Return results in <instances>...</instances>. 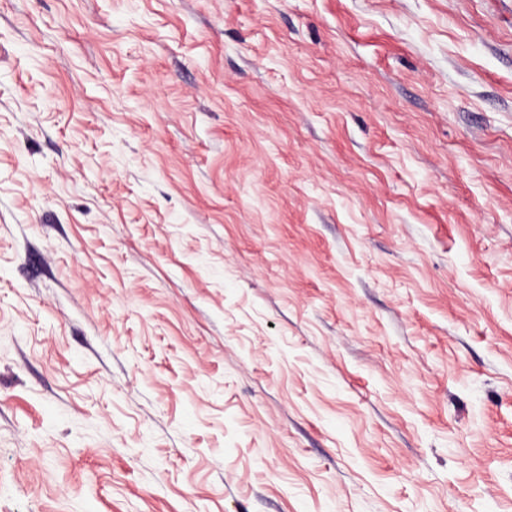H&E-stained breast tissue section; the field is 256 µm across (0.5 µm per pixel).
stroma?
Listing matches in <instances>:
<instances>
[{
  "instance_id": "35a3bbf8",
  "label": "stroma",
  "mask_w": 512,
  "mask_h": 512,
  "mask_svg": "<svg viewBox=\"0 0 512 512\" xmlns=\"http://www.w3.org/2000/svg\"><path fill=\"white\" fill-rule=\"evenodd\" d=\"M0 512H512V0H0Z\"/></svg>"
}]
</instances>
